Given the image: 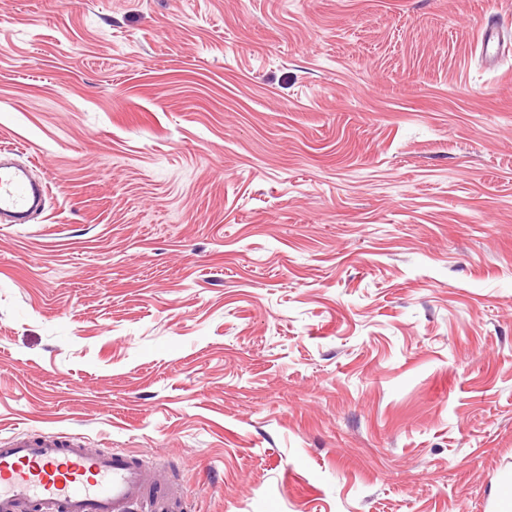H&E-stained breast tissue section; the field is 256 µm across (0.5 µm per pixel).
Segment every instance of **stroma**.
I'll return each mask as SVG.
<instances>
[{"instance_id":"1","label":"stroma","mask_w":512,"mask_h":512,"mask_svg":"<svg viewBox=\"0 0 512 512\" xmlns=\"http://www.w3.org/2000/svg\"><path fill=\"white\" fill-rule=\"evenodd\" d=\"M512 0H0V440L193 512L512 496ZM2 153L12 152H0V223L23 224L48 195L49 186L33 182L23 168L4 162Z\"/></svg>"}]
</instances>
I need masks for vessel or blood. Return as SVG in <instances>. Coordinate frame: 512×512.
<instances>
[{"label":"vessel or blood","mask_w":512,"mask_h":512,"mask_svg":"<svg viewBox=\"0 0 512 512\" xmlns=\"http://www.w3.org/2000/svg\"><path fill=\"white\" fill-rule=\"evenodd\" d=\"M20 166L0 159V223H23L47 196ZM159 472L121 448H90L69 433L0 441V512H187Z\"/></svg>","instance_id":"1"}]
</instances>
